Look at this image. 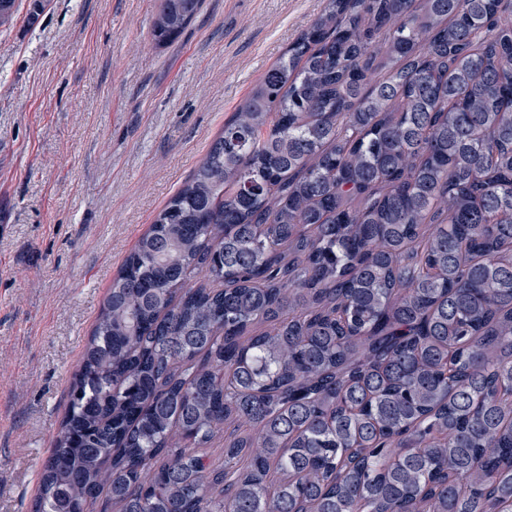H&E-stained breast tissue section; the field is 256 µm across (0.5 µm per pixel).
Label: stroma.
Here are the masks:
<instances>
[{"label":"stroma","mask_w":512,"mask_h":512,"mask_svg":"<svg viewBox=\"0 0 512 512\" xmlns=\"http://www.w3.org/2000/svg\"><path fill=\"white\" fill-rule=\"evenodd\" d=\"M0 26V512H30L126 256L324 0H17ZM201 0H160L152 24L156 44L166 45L176 39L196 16Z\"/></svg>","instance_id":"35a3bbf8"}]
</instances>
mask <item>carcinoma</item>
I'll return each instance as SVG.
<instances>
[{
    "mask_svg": "<svg viewBox=\"0 0 512 512\" xmlns=\"http://www.w3.org/2000/svg\"><path fill=\"white\" fill-rule=\"evenodd\" d=\"M104 502L512 512V0H326L237 105L113 280L32 512Z\"/></svg>",
    "mask_w": 512,
    "mask_h": 512,
    "instance_id": "obj_1",
    "label": "carcinoma"
}]
</instances>
